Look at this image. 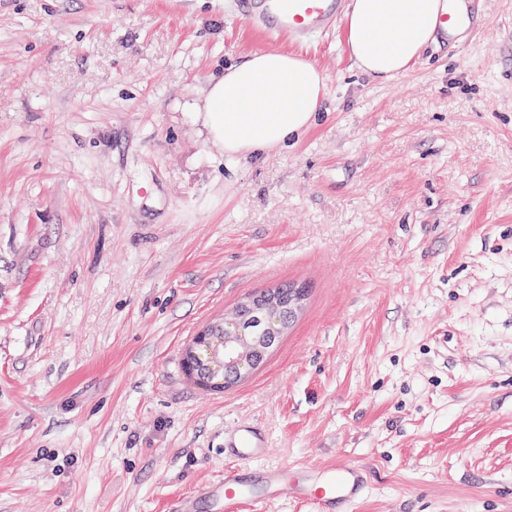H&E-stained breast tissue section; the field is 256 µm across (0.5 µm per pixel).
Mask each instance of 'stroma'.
<instances>
[{
	"mask_svg": "<svg viewBox=\"0 0 512 512\" xmlns=\"http://www.w3.org/2000/svg\"><path fill=\"white\" fill-rule=\"evenodd\" d=\"M234 0H0V512H174L264 467L361 466L352 512H512V0L383 80L337 29L293 144L228 161L195 109L262 52ZM307 300L251 377L207 322ZM281 286L285 301L292 288ZM305 297L299 290L282 302L275 289L250 294L224 317L203 326L184 351L187 376L207 391H220L257 371L277 345L290 323L298 316ZM240 309L255 313L253 322H244ZM252 325H259L252 328Z\"/></svg>",
	"mask_w": 512,
	"mask_h": 512,
	"instance_id": "1",
	"label": "stroma"
}]
</instances>
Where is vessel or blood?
<instances>
[{
	"mask_svg": "<svg viewBox=\"0 0 512 512\" xmlns=\"http://www.w3.org/2000/svg\"><path fill=\"white\" fill-rule=\"evenodd\" d=\"M438 33L442 45L455 43L463 31L475 30L481 21L476 0H442ZM238 15L252 29L264 32L268 44L285 40L305 45L332 31L341 20L343 0H235ZM229 448L237 466L225 469L214 495L224 512L243 505L262 512L263 504L283 496L311 504L314 512H348L365 494L367 477L360 466L337 464L309 479L306 471L291 467H258L266 442L251 426H237Z\"/></svg>",
	"mask_w": 512,
	"mask_h": 512,
	"instance_id": "1",
	"label": "vessel or blood"
}]
</instances>
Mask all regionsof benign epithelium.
<instances>
[{
  "mask_svg": "<svg viewBox=\"0 0 512 512\" xmlns=\"http://www.w3.org/2000/svg\"><path fill=\"white\" fill-rule=\"evenodd\" d=\"M299 290L282 302L276 290L250 294L224 317L203 326L184 351L187 376L207 391L224 390L257 371L298 316Z\"/></svg>",
  "mask_w": 512,
  "mask_h": 512,
  "instance_id": "7a95c632",
  "label": "benign epithelium"
}]
</instances>
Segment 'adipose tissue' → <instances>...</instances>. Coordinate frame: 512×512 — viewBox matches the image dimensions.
<instances>
[{
    "mask_svg": "<svg viewBox=\"0 0 512 512\" xmlns=\"http://www.w3.org/2000/svg\"><path fill=\"white\" fill-rule=\"evenodd\" d=\"M440 0H353L347 42L363 73L388 79L434 38ZM325 91L321 71L282 51L252 55L211 82L201 110L209 136L232 161L287 146L313 123Z\"/></svg>",
    "mask_w": 512,
    "mask_h": 512,
    "instance_id": "ef3b65f1",
    "label": "adipose tissue"
}]
</instances>
